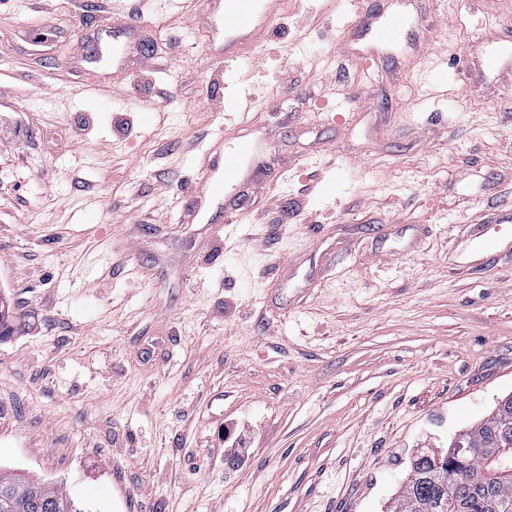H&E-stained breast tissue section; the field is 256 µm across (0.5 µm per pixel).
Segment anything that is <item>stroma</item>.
Listing matches in <instances>:
<instances>
[{
    "instance_id": "obj_1",
    "label": "stroma",
    "mask_w": 512,
    "mask_h": 512,
    "mask_svg": "<svg viewBox=\"0 0 512 512\" xmlns=\"http://www.w3.org/2000/svg\"><path fill=\"white\" fill-rule=\"evenodd\" d=\"M203 6L0 0V468L79 512H388L512 395V0H407L367 69L355 0L227 65ZM112 16L143 45L96 78ZM246 96L230 209L204 153ZM140 28V25L118 26L112 24L110 20L107 18L101 20V22H99V24L97 25L96 39L93 43L91 50L86 56L85 61L88 64H100L104 56L102 46L108 45L112 42V64H114V61H116L117 70L125 68L126 60L116 49L113 40L116 39L118 33L121 31H137ZM95 68L98 69L97 65L95 66ZM247 133L238 135L232 141V148L224 158L216 153L213 166L220 167L223 177L209 176L202 184V191L211 197L224 195V187L239 179L242 163L258 165L262 158V148L253 140L246 138Z\"/></svg>"
}]
</instances>
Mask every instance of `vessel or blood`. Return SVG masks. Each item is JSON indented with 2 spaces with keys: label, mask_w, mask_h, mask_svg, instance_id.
Returning a JSON list of instances; mask_svg holds the SVG:
<instances>
[{
  "label": "vessel or blood",
  "mask_w": 512,
  "mask_h": 512,
  "mask_svg": "<svg viewBox=\"0 0 512 512\" xmlns=\"http://www.w3.org/2000/svg\"><path fill=\"white\" fill-rule=\"evenodd\" d=\"M285 0H206L205 13L208 21L204 28L208 44L213 45L216 60H236L243 46L252 45L259 38L267 21L282 10ZM407 19L401 11H393L383 19H373L364 10H357L354 25L371 43L390 45L398 41ZM120 28L104 19L97 26L96 39L86 61L101 63L103 46L116 39ZM261 147L246 136H236L228 154L215 156L214 166L220 167L221 176L208 177L202 185L205 194L212 197L223 195L227 185L239 178L242 163L259 164Z\"/></svg>",
  "instance_id": "1"
}]
</instances>
